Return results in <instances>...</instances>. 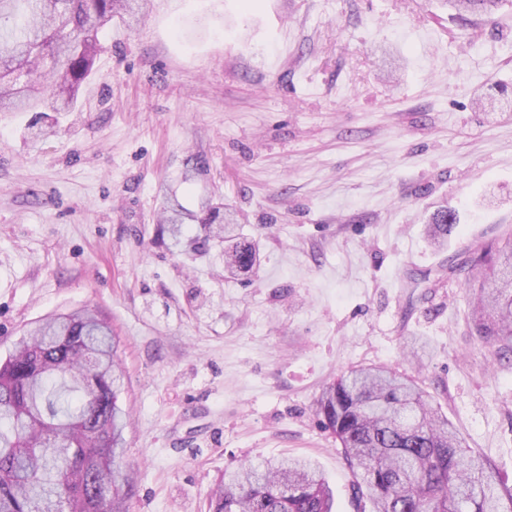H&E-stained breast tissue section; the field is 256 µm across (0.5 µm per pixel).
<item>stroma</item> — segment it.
<instances>
[{"mask_svg":"<svg viewBox=\"0 0 512 512\" xmlns=\"http://www.w3.org/2000/svg\"><path fill=\"white\" fill-rule=\"evenodd\" d=\"M99 38L50 131L0 112V357L49 315L111 321L128 512H208L225 470L284 456L357 512L315 400L360 365L422 383L512 487V366L466 334V288L410 286L512 229V6L147 0ZM174 200L193 236L230 211L254 274L160 238ZM454 218L448 214V210H441L434 214L431 224H428L427 236L432 245L442 247L448 243V235H450L456 224Z\"/></svg>","mask_w":512,"mask_h":512,"instance_id":"1","label":"stroma"}]
</instances>
